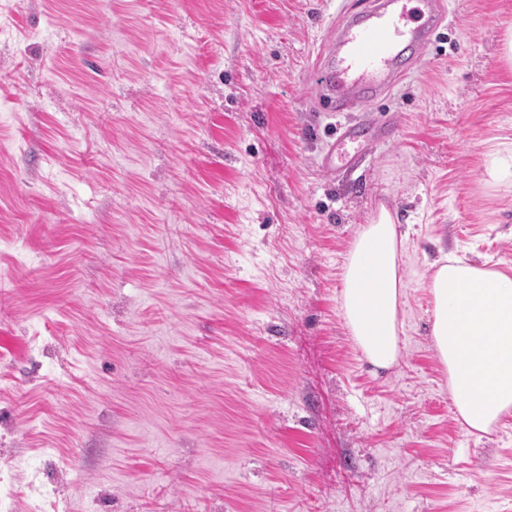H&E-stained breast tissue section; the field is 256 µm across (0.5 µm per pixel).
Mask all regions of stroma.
I'll return each instance as SVG.
<instances>
[{
	"label": "stroma",
	"instance_id": "35a3bbf8",
	"mask_svg": "<svg viewBox=\"0 0 512 512\" xmlns=\"http://www.w3.org/2000/svg\"><path fill=\"white\" fill-rule=\"evenodd\" d=\"M368 2L0 0V512H512V414L458 420L427 288L451 253L512 267V0H447L383 101L321 111L315 47ZM382 208L404 351L375 372L339 294ZM388 125V120L367 126H347L340 128L337 135L326 145L322 159V167L335 173L340 169H353L360 165L362 154L359 151L353 153L346 150L349 144H359L369 138L371 133H379ZM486 175L494 183L512 185V149H493L486 159Z\"/></svg>",
	"mask_w": 512,
	"mask_h": 512
}]
</instances>
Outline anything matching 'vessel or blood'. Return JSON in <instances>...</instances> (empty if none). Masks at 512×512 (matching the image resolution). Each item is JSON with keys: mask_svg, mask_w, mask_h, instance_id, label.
I'll list each match as a JSON object with an SVG mask.
<instances>
[{"mask_svg": "<svg viewBox=\"0 0 512 512\" xmlns=\"http://www.w3.org/2000/svg\"><path fill=\"white\" fill-rule=\"evenodd\" d=\"M445 0H372L348 14L317 48L320 78L314 86L319 107L343 112L359 102L374 103L388 93L429 48L445 19ZM385 122L340 128L327 144L323 168L331 173L360 165L349 145L385 129Z\"/></svg>", "mask_w": 512, "mask_h": 512, "instance_id": "b4317fda", "label": "vessel or blood"}]
</instances>
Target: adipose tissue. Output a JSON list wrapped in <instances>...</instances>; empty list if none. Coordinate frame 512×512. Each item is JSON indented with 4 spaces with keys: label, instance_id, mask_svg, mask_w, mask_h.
<instances>
[{
    "label": "adipose tissue",
    "instance_id": "ef3b65f1",
    "mask_svg": "<svg viewBox=\"0 0 512 512\" xmlns=\"http://www.w3.org/2000/svg\"><path fill=\"white\" fill-rule=\"evenodd\" d=\"M402 241L387 209L355 237L343 268L340 310L366 362L401 357ZM431 336L460 421L485 432L512 411V267L489 269L448 256L428 283Z\"/></svg>",
    "mask_w": 512,
    "mask_h": 512
}]
</instances>
